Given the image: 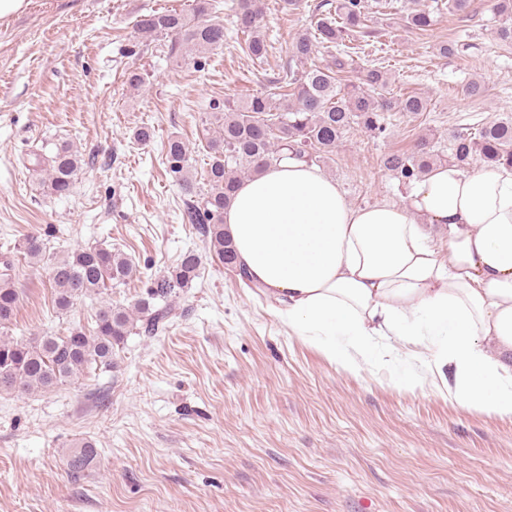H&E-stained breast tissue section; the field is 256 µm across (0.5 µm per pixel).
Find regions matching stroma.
<instances>
[{"label":"stroma","mask_w":512,"mask_h":512,"mask_svg":"<svg viewBox=\"0 0 512 512\" xmlns=\"http://www.w3.org/2000/svg\"><path fill=\"white\" fill-rule=\"evenodd\" d=\"M317 2L288 10L261 0L273 48L260 64L228 40L197 66L168 58L166 38L136 34L140 16L188 15L193 0H30L0 21V258L13 260L21 292L15 336L93 330L97 307L83 297L56 309L47 269L22 254L28 234L54 255L102 246L128 257L139 277L104 297L129 310L185 251L201 259L164 332L128 336L111 367L62 386L0 395V512H512L511 418L462 406L429 372L406 388V355L337 369L180 219L187 193L167 171L168 139L184 142L202 187L201 114L274 92ZM495 3L471 0L454 15L409 0L431 12L425 31L406 28L396 9L373 14L348 80L383 66L386 96L417 94L428 108L388 113L381 135L352 125L321 162L352 205L407 195L386 155L423 139L444 152L454 131L512 118V45L496 35ZM450 40L459 51L440 56ZM131 68L147 75L140 89L126 82ZM473 80L481 97L466 93ZM141 126L154 131L142 145L132 138ZM62 144L82 161L65 197L50 193L34 159ZM81 439L98 457L76 483L67 460Z\"/></svg>","instance_id":"35a3bbf8"}]
</instances>
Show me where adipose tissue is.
<instances>
[{
	"mask_svg": "<svg viewBox=\"0 0 512 512\" xmlns=\"http://www.w3.org/2000/svg\"><path fill=\"white\" fill-rule=\"evenodd\" d=\"M224 229L237 268L330 363L360 372L392 340L421 370L452 369L463 406L512 418V168L444 164L404 202L356 207L317 166L281 161L240 183Z\"/></svg>",
	"mask_w": 512,
	"mask_h": 512,
	"instance_id": "1",
	"label": "adipose tissue"
}]
</instances>
